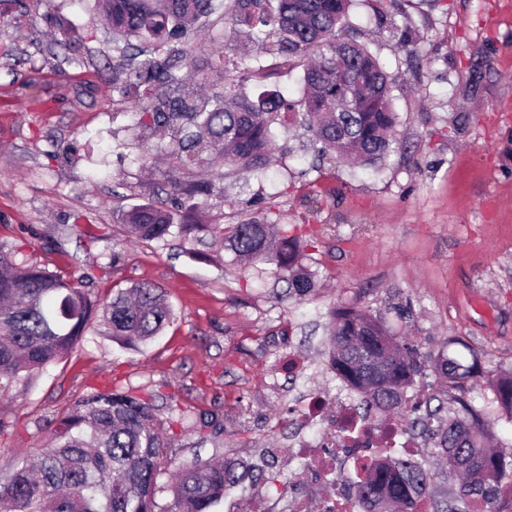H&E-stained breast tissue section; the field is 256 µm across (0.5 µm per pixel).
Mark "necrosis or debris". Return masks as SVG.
Here are the masks:
<instances>
[{"label": "necrosis or debris", "instance_id": "obj_1", "mask_svg": "<svg viewBox=\"0 0 512 512\" xmlns=\"http://www.w3.org/2000/svg\"><path fill=\"white\" fill-rule=\"evenodd\" d=\"M336 404L338 411L332 419L323 417V398L316 393L309 394L296 408L295 424L301 435L293 452L299 465L291 470L290 479L304 495L290 501V512H348L349 490L339 476L349 462L372 463L377 452L385 448L418 462L426 455L417 435L401 421L378 412L364 413L347 398H337ZM315 476L331 478L328 494L308 495Z\"/></svg>", "mask_w": 512, "mask_h": 512}]
</instances>
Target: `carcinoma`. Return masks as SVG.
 Returning <instances> with one entry per match:
<instances>
[{
    "label": "carcinoma",
    "mask_w": 512,
    "mask_h": 512,
    "mask_svg": "<svg viewBox=\"0 0 512 512\" xmlns=\"http://www.w3.org/2000/svg\"><path fill=\"white\" fill-rule=\"evenodd\" d=\"M352 0H106L103 12L115 46L112 87L131 102L132 129L150 132L168 157L161 171L169 203L138 205L121 216L126 234L138 241L178 237L184 252L204 261L228 251L252 266L272 264V273L304 296L317 286L302 263L307 235L294 224H277L258 211L239 224H202L209 200L224 194V173L209 178L197 167L217 159L243 174L263 173L276 148L281 111H297L319 158L376 167L396 149L398 124L392 105L393 80L368 47L342 30ZM220 14L247 27L251 43L270 56L266 65L250 63L240 52L224 70V91L206 95L185 81L178 61L191 54L190 35ZM302 67L304 95L293 104L268 83L281 65ZM257 83L251 97L243 81ZM350 95L352 106L336 111ZM210 245L213 252L198 249ZM27 244L0 243V390L8 391L62 360L82 339L91 321L103 335L136 348L161 335L174 320L163 289L141 283L105 297L94 294L93 278L66 277L17 255ZM329 355L336 374L366 406L391 412L400 406L415 377L430 367L453 382L455 362L440 357L429 366L413 347L391 333L381 317L360 309L329 312ZM501 409L512 419V371L490 376ZM431 407L406 424L432 440L434 456L448 473L463 477L459 495L436 504V512H467L476 493L492 497L507 476L501 456L485 448L483 410L456 400ZM152 394L128 388L94 391L57 420L33 465L15 462L0 482V512H157L158 479L169 465L163 430L183 423L198 433L219 436V414L204 412L190 421L174 402L163 423ZM252 465L226 457L195 460L179 468L168 485L165 512H214L224 488L243 482ZM432 475L404 458L379 459L366 475L351 481L354 512H412L426 494Z\"/></svg>",
    "instance_id": "cac0c4a2"
}]
</instances>
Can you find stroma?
Returning a JSON list of instances; mask_svg holds the SVG:
<instances>
[{"mask_svg": "<svg viewBox=\"0 0 512 512\" xmlns=\"http://www.w3.org/2000/svg\"><path fill=\"white\" fill-rule=\"evenodd\" d=\"M10 2L0 7V242L31 241L28 262L93 274L101 296L161 286L176 319L134 349L91 325L65 359L1 394L0 478L74 403L112 386L158 394L163 419L169 396L185 414L223 417L214 441L168 434L172 467L243 457L286 478L289 407L337 384L326 368L334 308L382 317L427 360L512 370V0H353L355 39L395 77V152L376 173L333 159L316 169L308 132L289 118L269 176L226 173L209 223L261 210L314 231L303 263L319 284L301 299L232 254L217 266L173 241L127 237L117 213L163 194L158 169L136 161L148 142L129 103L112 94V34L91 0ZM244 41L215 20L187 72L222 91L214 62Z\"/></svg>", "mask_w": 512, "mask_h": 512, "instance_id": "35a3bbf8", "label": "stroma"}]
</instances>
